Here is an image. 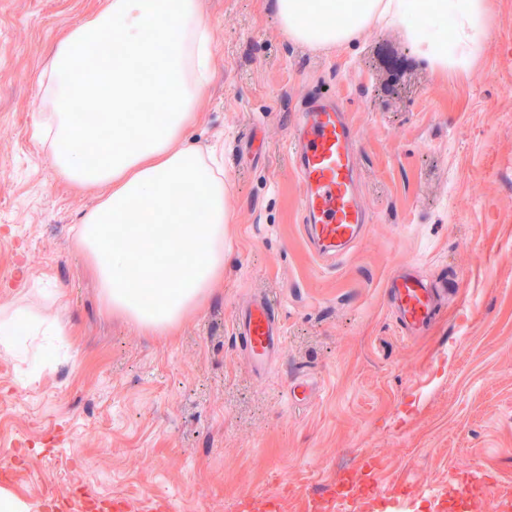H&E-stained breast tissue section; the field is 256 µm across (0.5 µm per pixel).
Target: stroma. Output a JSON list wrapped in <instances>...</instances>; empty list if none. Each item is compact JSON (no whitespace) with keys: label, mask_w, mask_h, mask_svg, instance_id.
<instances>
[{"label":"stroma","mask_w":512,"mask_h":512,"mask_svg":"<svg viewBox=\"0 0 512 512\" xmlns=\"http://www.w3.org/2000/svg\"><path fill=\"white\" fill-rule=\"evenodd\" d=\"M272 0H204L215 76L194 132L230 186L224 279L167 335L112 316L75 247L93 204L58 180L33 136L49 46L97 0H0V305L59 289L64 349L47 367L0 350V492L43 512L76 489L82 512H331L345 475L377 462L357 512H453L449 476L486 473L480 512H512V0H492L472 69L434 70L400 25L315 51L281 31ZM323 91L344 105L372 222L328 269L310 250L285 160L286 115ZM410 264L458 295L433 333L403 340L384 295ZM281 302L286 345L250 376L236 307ZM312 384L290 404L294 378ZM408 500L384 502L392 488Z\"/></svg>","instance_id":"stroma-1"}]
</instances>
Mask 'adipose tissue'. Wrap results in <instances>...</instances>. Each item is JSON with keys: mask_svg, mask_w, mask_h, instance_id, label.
<instances>
[{"mask_svg": "<svg viewBox=\"0 0 512 512\" xmlns=\"http://www.w3.org/2000/svg\"><path fill=\"white\" fill-rule=\"evenodd\" d=\"M282 32L329 51L378 24L404 25L434 67L462 72L487 41L489 0H274ZM216 55L201 0H104L50 47L39 76L50 105L35 135L50 165L95 200L76 247L96 271L112 314L142 330L170 333L188 321L224 277L229 186L216 162L191 142ZM111 58L105 89L113 136L78 121L74 97L99 58ZM152 99L157 112L133 111ZM64 326L20 304L0 306V349Z\"/></svg>", "mask_w": 512, "mask_h": 512, "instance_id": "adipose-tissue-1", "label": "adipose tissue"}]
</instances>
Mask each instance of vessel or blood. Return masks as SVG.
<instances>
[{"label": "vessel or blood", "mask_w": 512, "mask_h": 512, "mask_svg": "<svg viewBox=\"0 0 512 512\" xmlns=\"http://www.w3.org/2000/svg\"><path fill=\"white\" fill-rule=\"evenodd\" d=\"M357 152L355 132L337 99L315 93L292 117L288 157L299 181L302 222L317 254L330 262L343 258L371 221L361 198ZM386 296L400 335L415 340L445 310L448 283L400 267L387 280ZM233 328L253 374L268 375L283 344L280 311L267 298H252L239 307Z\"/></svg>", "instance_id": "obj_1"}]
</instances>
